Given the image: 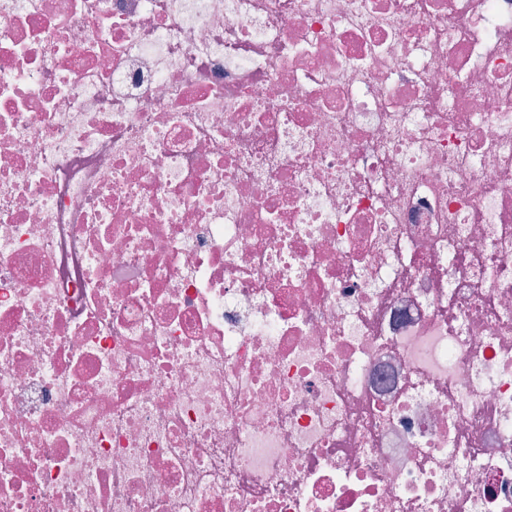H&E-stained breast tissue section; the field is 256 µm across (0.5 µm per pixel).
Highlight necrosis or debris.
Instances as JSON below:
<instances>
[{"instance_id":"obj_1","label":"necrosis or debris","mask_w":512,"mask_h":512,"mask_svg":"<svg viewBox=\"0 0 512 512\" xmlns=\"http://www.w3.org/2000/svg\"><path fill=\"white\" fill-rule=\"evenodd\" d=\"M0 512H512V0H0Z\"/></svg>"}]
</instances>
